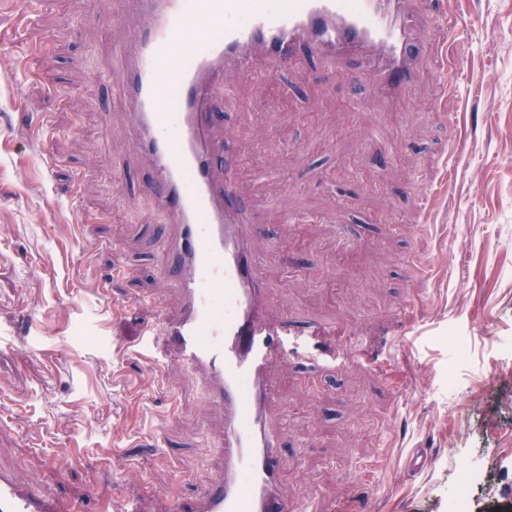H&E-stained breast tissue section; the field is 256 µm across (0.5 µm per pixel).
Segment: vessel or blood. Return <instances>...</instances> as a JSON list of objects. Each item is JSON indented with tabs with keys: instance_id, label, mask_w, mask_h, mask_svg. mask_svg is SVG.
<instances>
[{
	"instance_id": "1",
	"label": "vessel or blood",
	"mask_w": 512,
	"mask_h": 512,
	"mask_svg": "<svg viewBox=\"0 0 512 512\" xmlns=\"http://www.w3.org/2000/svg\"><path fill=\"white\" fill-rule=\"evenodd\" d=\"M129 11L141 22L127 30L116 82L153 174L152 202L170 224L162 266L177 309L152 303L173 356L224 412L223 431L206 439L219 467L190 512H295L279 490L270 382L293 326L268 315L269 254L255 246L267 230L239 197L242 161L216 134L214 108L258 54L270 77L308 52L329 68L356 59V76L394 91L412 87L420 30L411 0H129ZM0 512L84 506L0 471Z\"/></svg>"
}]
</instances>
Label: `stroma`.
Wrapping results in <instances>:
<instances>
[{
  "label": "stroma",
  "instance_id": "stroma-1",
  "mask_svg": "<svg viewBox=\"0 0 512 512\" xmlns=\"http://www.w3.org/2000/svg\"><path fill=\"white\" fill-rule=\"evenodd\" d=\"M414 6L408 93L354 90L307 57L277 79L239 77L215 111L270 234L259 245L280 252L274 300L301 328L271 376L280 491L321 512L359 496L371 512H448L475 461L487 479L472 512H512V0ZM98 10L51 0L17 47L22 17L0 0V49L20 62L0 76V467L87 512L105 498L108 512L132 499L170 512L214 473L202 441L224 413L150 343L153 311L121 306L164 293L165 220L113 91L123 33ZM440 12L457 39L432 23ZM73 195L76 213L61 205ZM413 448L431 451L423 470ZM116 451L137 480L114 472Z\"/></svg>",
  "mask_w": 512,
  "mask_h": 512
}]
</instances>
